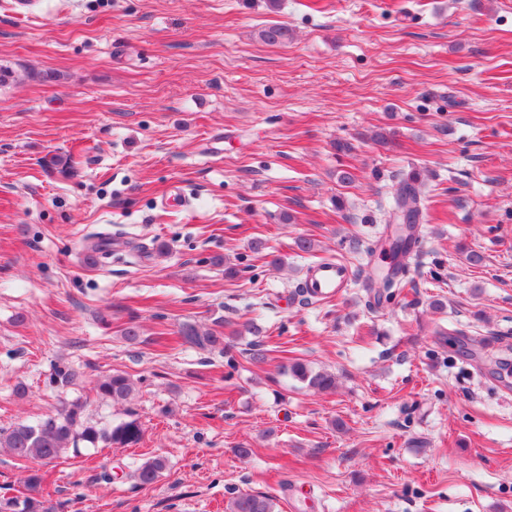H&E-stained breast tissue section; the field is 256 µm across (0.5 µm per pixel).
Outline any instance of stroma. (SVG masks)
<instances>
[{"label": "stroma", "instance_id": "obj_1", "mask_svg": "<svg viewBox=\"0 0 512 512\" xmlns=\"http://www.w3.org/2000/svg\"><path fill=\"white\" fill-rule=\"evenodd\" d=\"M272 22L293 40L264 43ZM0 65V427L84 400L143 428L42 466L54 512H225L240 492L279 512H512V0H0ZM408 176V288L303 304L309 265L357 267L352 239L390 265L372 227ZM105 233L125 249L88 266ZM218 320L230 355L178 334ZM287 357L335 391L280 373ZM58 360L77 378L50 389ZM115 370L136 384L122 405L93 391ZM155 456L165 477L136 486Z\"/></svg>", "mask_w": 512, "mask_h": 512}]
</instances>
